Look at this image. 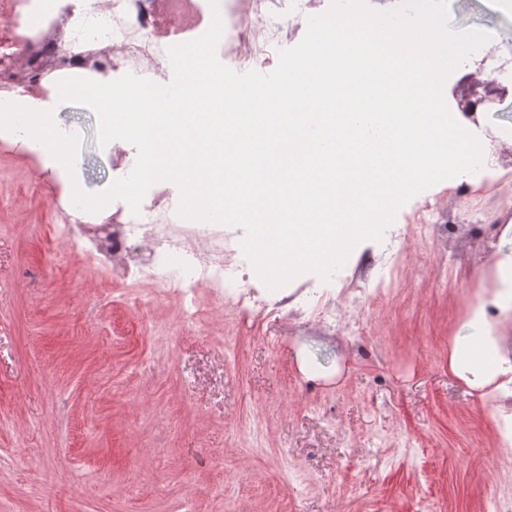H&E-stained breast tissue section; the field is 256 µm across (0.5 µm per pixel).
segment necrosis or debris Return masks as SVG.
<instances>
[{
	"mask_svg": "<svg viewBox=\"0 0 512 512\" xmlns=\"http://www.w3.org/2000/svg\"><path fill=\"white\" fill-rule=\"evenodd\" d=\"M281 0H224L220 39L230 55L265 66L283 36ZM213 15L210 0H0V100L47 99L59 80L82 72L90 79L131 73L165 84L168 49L202 36ZM167 181L155 183L140 214L128 204L93 213L66 202L60 229L70 249L89 267L131 277L161 295L179 299L182 318L193 322L201 294L241 313L281 311L287 299L270 301L249 276L227 277L238 240L223 225L178 215ZM401 252L390 249L389 276L351 284L340 295L370 305L393 296Z\"/></svg>",
	"mask_w": 512,
	"mask_h": 512,
	"instance_id": "necrosis-or-debris-1",
	"label": "necrosis or debris"
}]
</instances>
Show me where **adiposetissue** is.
<instances>
[{"mask_svg": "<svg viewBox=\"0 0 512 512\" xmlns=\"http://www.w3.org/2000/svg\"><path fill=\"white\" fill-rule=\"evenodd\" d=\"M497 288L480 300L477 312L455 336L448 370L471 389L496 402L495 412L512 427V355L505 342L512 335V217H507L492 253Z\"/></svg>", "mask_w": 512, "mask_h": 512, "instance_id": "ef3b65f1", "label": "adipose tissue"}]
</instances>
